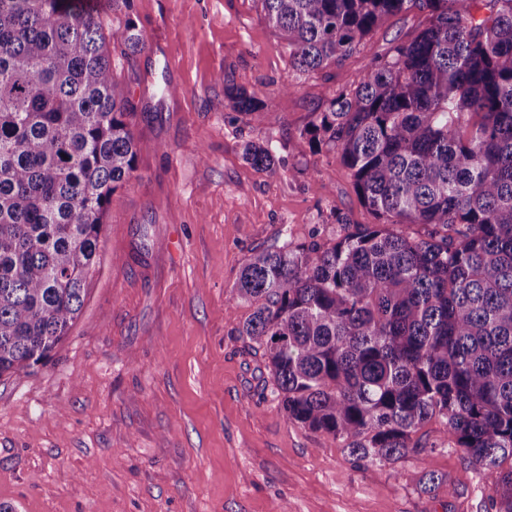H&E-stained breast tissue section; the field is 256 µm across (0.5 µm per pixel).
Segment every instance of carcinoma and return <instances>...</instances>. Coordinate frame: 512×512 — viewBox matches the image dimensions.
Here are the masks:
<instances>
[{"mask_svg": "<svg viewBox=\"0 0 512 512\" xmlns=\"http://www.w3.org/2000/svg\"><path fill=\"white\" fill-rule=\"evenodd\" d=\"M294 66L320 71L389 15L426 13L305 130L351 170L375 224L257 249L232 298L289 420L383 462L438 420L512 512V0H259ZM0 0V377L46 364L88 296L107 207L135 177L109 11ZM121 56L146 48L132 20ZM259 123V90L228 86ZM245 160L274 157L248 143ZM422 232L409 236L405 225Z\"/></svg>", "mask_w": 512, "mask_h": 512, "instance_id": "carcinoma-1", "label": "carcinoma"}]
</instances>
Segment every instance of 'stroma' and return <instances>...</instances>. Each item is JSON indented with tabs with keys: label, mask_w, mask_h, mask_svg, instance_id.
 Returning a JSON list of instances; mask_svg holds the SVG:
<instances>
[{
	"label": "stroma",
	"mask_w": 512,
	"mask_h": 512,
	"mask_svg": "<svg viewBox=\"0 0 512 512\" xmlns=\"http://www.w3.org/2000/svg\"><path fill=\"white\" fill-rule=\"evenodd\" d=\"M424 14L387 18L317 73L293 68L257 0H132L146 48L115 74L134 106L135 178L108 209L88 297L52 359L0 378V502L16 512H493L491 479L446 440L358 463L289 421L232 289L252 252L375 218L336 152L304 131L372 54ZM265 95L261 123L225 85ZM275 165L248 164V142ZM330 186L317 193L315 184ZM432 472L444 482L420 490Z\"/></svg>",
	"instance_id": "1"
}]
</instances>
